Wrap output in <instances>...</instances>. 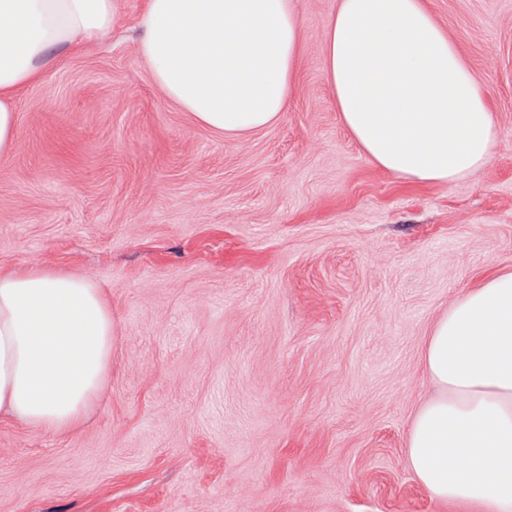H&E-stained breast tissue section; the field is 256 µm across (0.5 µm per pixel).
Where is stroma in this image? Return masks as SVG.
Listing matches in <instances>:
<instances>
[{
    "mask_svg": "<svg viewBox=\"0 0 512 512\" xmlns=\"http://www.w3.org/2000/svg\"><path fill=\"white\" fill-rule=\"evenodd\" d=\"M339 0H301L288 110L229 137L165 100L146 0L16 98L0 264L91 274L112 369L78 428L0 417V512H461L405 461L422 355L465 289L512 271V0H425L498 129L449 185L375 166L321 69Z\"/></svg>",
    "mask_w": 512,
    "mask_h": 512,
    "instance_id": "1",
    "label": "stroma"
}]
</instances>
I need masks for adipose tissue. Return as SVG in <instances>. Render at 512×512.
<instances>
[{
	"mask_svg": "<svg viewBox=\"0 0 512 512\" xmlns=\"http://www.w3.org/2000/svg\"><path fill=\"white\" fill-rule=\"evenodd\" d=\"M119 22L118 0H0V159L17 138L18 90ZM137 26L154 86L199 125L241 135L287 112L300 0H147ZM324 41L342 123L378 168L451 185L490 162L483 87L424 0H340ZM111 360L112 309L89 276L0 267V414L68 433L99 400ZM423 362L433 392L414 416L407 466L437 501L512 512V271L460 293Z\"/></svg>",
	"mask_w": 512,
	"mask_h": 512,
	"instance_id": "ef3b65f1",
	"label": "adipose tissue"
}]
</instances>
